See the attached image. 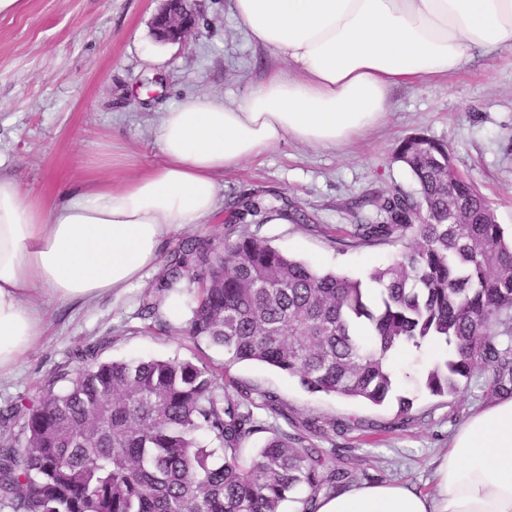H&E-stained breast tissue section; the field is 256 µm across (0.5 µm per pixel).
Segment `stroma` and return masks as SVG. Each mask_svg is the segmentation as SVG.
I'll use <instances>...</instances> for the list:
<instances>
[{
    "label": "stroma",
    "instance_id": "stroma-1",
    "mask_svg": "<svg viewBox=\"0 0 512 512\" xmlns=\"http://www.w3.org/2000/svg\"><path fill=\"white\" fill-rule=\"evenodd\" d=\"M161 0H26L0 17V173L16 178L43 202L54 201L89 173L88 163L112 149L107 177L114 184L141 169L158 152L154 129L161 108L189 94L240 101L269 71L283 68L274 51L250 41L230 0H195L199 33L185 43L157 42L152 19ZM384 122L348 145L312 147L286 140L219 177V210L205 224L175 233L169 248L190 238L229 232L230 201L258 196L287 210V220H261L252 233L281 252L322 271L362 278L385 265L400 244L347 247L353 225L376 219L379 203L394 191L415 193L410 174L394 160L402 139L425 134L447 144L453 163L472 179L512 232V53L446 77L397 86ZM156 271L120 292L87 304L36 303L42 334L35 346L0 377V408L37 399L57 369H76L80 353L99 345L103 361L130 358H198L223 364V348L194 344L184 335L196 285L168 294L160 311L164 328L139 316ZM437 354L415 352L394 361L395 391L414 396L408 420L393 405L311 393L273 367L242 362L230 373L280 398V416L267 428L291 431L322 421L318 444L351 470L356 485L404 482L433 488V462L455 431L476 411L498 401L487 372L475 370L461 393L435 397L419 377Z\"/></svg>",
    "mask_w": 512,
    "mask_h": 512
}]
</instances>
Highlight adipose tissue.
<instances>
[{
    "label": "adipose tissue",
    "mask_w": 512,
    "mask_h": 512,
    "mask_svg": "<svg viewBox=\"0 0 512 512\" xmlns=\"http://www.w3.org/2000/svg\"><path fill=\"white\" fill-rule=\"evenodd\" d=\"M248 39L288 63L225 103L165 107L158 161L122 187L93 176L45 204L0 176V374L41 334L34 295L92 301L141 280L173 232L218 209V175L292 139L340 147L378 125L398 85L512 51V0H232ZM434 490L365 484L316 512H512V399L473 414L434 462Z\"/></svg>",
    "instance_id": "obj_1"
}]
</instances>
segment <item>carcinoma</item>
<instances>
[{"mask_svg":"<svg viewBox=\"0 0 512 512\" xmlns=\"http://www.w3.org/2000/svg\"><path fill=\"white\" fill-rule=\"evenodd\" d=\"M395 160L418 185L379 206L383 219L354 225L349 246L409 241L363 278L319 271L251 233L269 213L251 197L235 205L239 227L178 246L142 300L159 308L184 280L199 284L188 337L224 348V367L187 359L101 361L81 354L38 400L0 409V507L10 512H315L321 495L353 480L311 437L314 419L274 433L256 456L241 451L264 426L254 389L230 375L239 362L273 366L311 393L396 400L392 361L402 350H443L424 373L432 396H453L477 366L492 391L512 393V238L477 187L454 177L451 149L422 133ZM503 326L502 335L493 328ZM66 385L58 389L57 383ZM205 434L215 446L200 440ZM307 489L304 498L297 496Z\"/></svg>","mask_w":512,"mask_h":512,"instance_id":"obj_1","label":"carcinoma"}]
</instances>
